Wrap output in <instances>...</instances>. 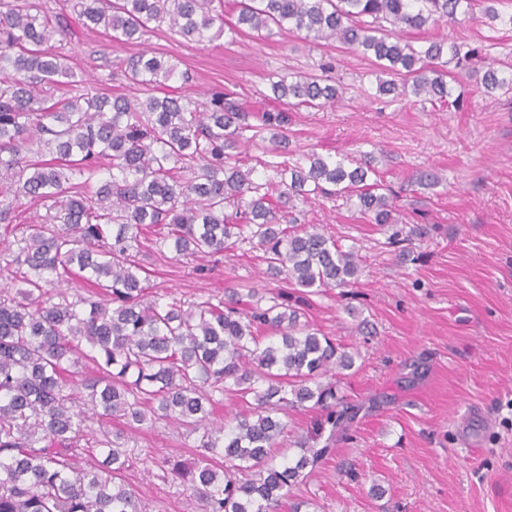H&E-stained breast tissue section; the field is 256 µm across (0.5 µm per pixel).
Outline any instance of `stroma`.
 Masks as SVG:
<instances>
[{"label": "stroma", "instance_id": "35a3bbf8", "mask_svg": "<svg viewBox=\"0 0 512 512\" xmlns=\"http://www.w3.org/2000/svg\"><path fill=\"white\" fill-rule=\"evenodd\" d=\"M408 40L467 42L512 69V28L475 10L461 26L412 30ZM145 51L166 54L188 81L167 91L199 96L234 91L254 111H279L269 74L328 75L344 98L320 111H289V146L341 157L372 148L399 195L396 227H381L353 205L320 198L303 204L363 260L351 295L314 297L308 320L359 352L341 387L358 405L336 451L299 486L301 512H512V90L485 94L463 69L448 85L463 103L409 96L375 98L377 68L339 43L297 34L265 39L242 29L211 43L183 41L167 28L133 43L77 27L68 47L79 76L114 95L133 85L104 63ZM437 174L438 185L419 178ZM404 242L390 244L393 230ZM159 290L187 301L266 284L252 252L168 261L146 256ZM94 436L128 438L127 482L145 512H200L190 490L156 477L164 457H195L194 436L165 423H93Z\"/></svg>", "mask_w": 512, "mask_h": 512}]
</instances>
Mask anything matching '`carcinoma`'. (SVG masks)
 <instances>
[{
  "mask_svg": "<svg viewBox=\"0 0 512 512\" xmlns=\"http://www.w3.org/2000/svg\"><path fill=\"white\" fill-rule=\"evenodd\" d=\"M89 28L140 40L160 27L198 44L224 35V0H65ZM474 0H238L236 23L265 38L302 33L371 54L376 93L451 95L450 55L466 43L426 48L404 32L460 22ZM73 31L45 0H0V512H141L123 479L124 434L107 435L104 458L74 467L91 421L160 422L199 434L192 462L164 457L162 477L190 490L202 512H278L307 501L293 489L342 437L356 408L340 394L358 353L300 321L312 297L355 284L361 259L320 224H300L295 202L341 197L374 224L396 222L398 196L375 153L332 159L288 150V112L255 113L229 91L205 100L162 97L177 75L162 54L111 61L138 91L111 96L68 65ZM489 94L512 85L484 62ZM67 87L57 97V88ZM283 106L341 99L316 75L270 81ZM271 131L273 148H262ZM47 204L33 224L25 203ZM151 251L200 257L257 252L274 288L185 302L154 290ZM14 241H9V238ZM75 278L103 290L71 295ZM247 409L217 423L215 405ZM319 411L294 454L276 462L291 411ZM324 445H318L320 439Z\"/></svg>",
  "mask_w": 512,
  "mask_h": 512,
  "instance_id": "obj_1",
  "label": "carcinoma"
}]
</instances>
